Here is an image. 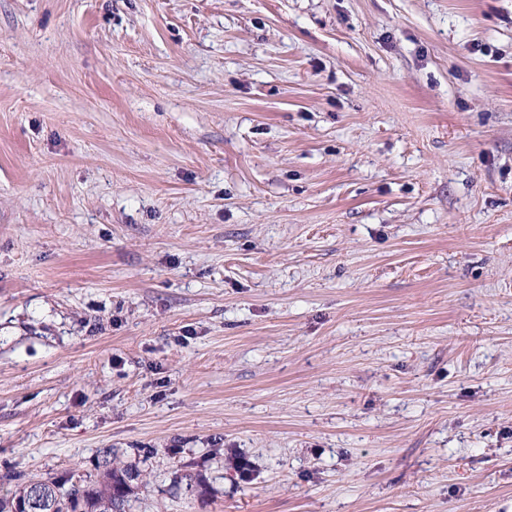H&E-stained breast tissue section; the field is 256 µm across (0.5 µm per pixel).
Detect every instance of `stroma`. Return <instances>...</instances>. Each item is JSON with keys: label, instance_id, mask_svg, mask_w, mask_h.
<instances>
[{"label": "stroma", "instance_id": "35a3bbf8", "mask_svg": "<svg viewBox=\"0 0 512 512\" xmlns=\"http://www.w3.org/2000/svg\"><path fill=\"white\" fill-rule=\"evenodd\" d=\"M512 512V0H0V499ZM105 469L100 479L93 485L72 484L68 489L64 484L52 480L24 481L16 486L10 500L0 502V512H37L43 502V493L47 507L40 512H125L130 495L134 493L133 481L139 474L128 468H114L112 461L105 460ZM38 488V489H36ZM41 489V490H39Z\"/></svg>", "mask_w": 512, "mask_h": 512}]
</instances>
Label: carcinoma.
Returning <instances> with one entry per match:
<instances>
[{
  "label": "carcinoma",
  "mask_w": 512,
  "mask_h": 512,
  "mask_svg": "<svg viewBox=\"0 0 512 512\" xmlns=\"http://www.w3.org/2000/svg\"><path fill=\"white\" fill-rule=\"evenodd\" d=\"M137 479L136 472L114 468L112 461L107 460L100 479L92 485L73 484L66 489L52 480L20 482L13 498L0 502V512H14L15 497L30 485L45 493L47 507L43 512H126L129 497L134 493L133 481Z\"/></svg>",
  "instance_id": "cac0c4a2"
}]
</instances>
